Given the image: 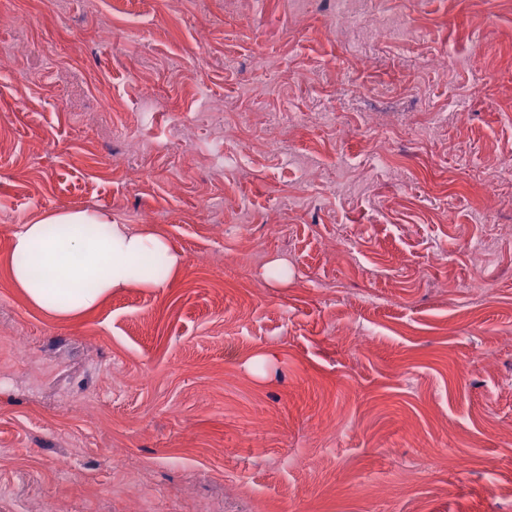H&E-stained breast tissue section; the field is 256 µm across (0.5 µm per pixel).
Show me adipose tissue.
<instances>
[{
    "mask_svg": "<svg viewBox=\"0 0 512 512\" xmlns=\"http://www.w3.org/2000/svg\"><path fill=\"white\" fill-rule=\"evenodd\" d=\"M185 259L152 228L133 229L86 209L41 215L21 225L6 262L10 280L46 317L78 319L122 288L154 291Z\"/></svg>",
    "mask_w": 512,
    "mask_h": 512,
    "instance_id": "obj_1",
    "label": "adipose tissue"
}]
</instances>
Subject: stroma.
I'll return each mask as SVG.
<instances>
[{"mask_svg": "<svg viewBox=\"0 0 512 512\" xmlns=\"http://www.w3.org/2000/svg\"><path fill=\"white\" fill-rule=\"evenodd\" d=\"M122 6L0 0V256L79 208L185 264L73 321L0 272V512H512V0ZM206 155L210 166L213 169L223 170L224 166H228L231 163L241 161L246 155V149L241 148L237 153L224 152L222 144H216L206 149Z\"/></svg>", "mask_w": 512, "mask_h": 512, "instance_id": "stroma-1", "label": "stroma"}]
</instances>
